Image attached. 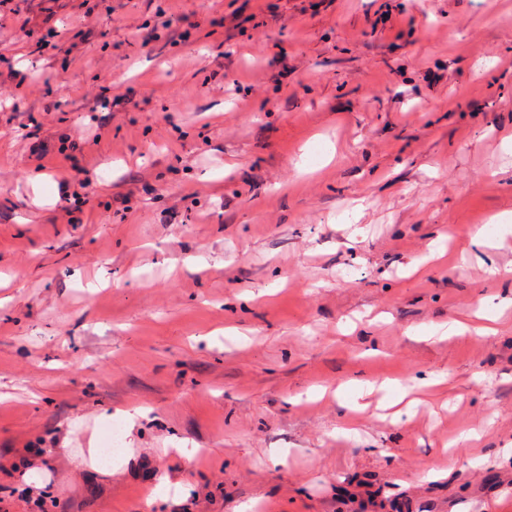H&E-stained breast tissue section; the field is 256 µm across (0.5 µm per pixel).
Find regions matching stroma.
Wrapping results in <instances>:
<instances>
[{"label": "stroma", "mask_w": 512, "mask_h": 512, "mask_svg": "<svg viewBox=\"0 0 512 512\" xmlns=\"http://www.w3.org/2000/svg\"><path fill=\"white\" fill-rule=\"evenodd\" d=\"M79 4L0 8V512H512V311L427 335L512 298L488 272L512 264V0ZM167 17L187 45L126 25ZM105 60L133 101L96 127ZM30 116L94 131L75 223ZM385 380L417 405L356 393Z\"/></svg>", "instance_id": "35a3bbf8"}]
</instances>
